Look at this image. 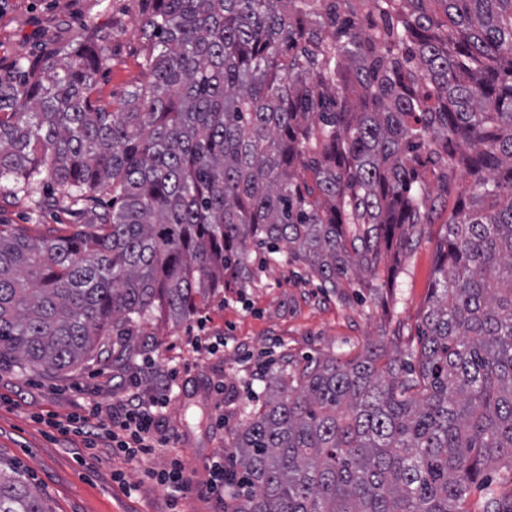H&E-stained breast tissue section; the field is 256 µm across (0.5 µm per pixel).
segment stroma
Wrapping results in <instances>:
<instances>
[{
    "label": "stroma",
    "mask_w": 512,
    "mask_h": 512,
    "mask_svg": "<svg viewBox=\"0 0 512 512\" xmlns=\"http://www.w3.org/2000/svg\"><path fill=\"white\" fill-rule=\"evenodd\" d=\"M145 6V0H0V66L52 52L84 28H110L98 94L119 100L140 76L146 42L132 21ZM83 221L77 207L55 199L37 211L23 196L0 197V224L34 238L68 234ZM443 233L441 224L426 225L401 254L392 286L349 289L343 303L296 267L272 262L250 287L221 290L190 320L157 317L149 339L133 338L131 357L106 353L63 373L0 365V466L29 480L50 512H224L205 466L228 453L244 413L260 407L261 366L328 355L346 360L371 342L392 356L417 351ZM174 369L179 376L161 427L174 449L139 468L103 448L89 453L79 437L48 435L34 419L85 414L94 403L109 411L124 393L119 375L140 372L146 392L156 393L162 374ZM176 454L193 481L184 499L146 476L167 468Z\"/></svg>",
    "instance_id": "stroma-1"
}]
</instances>
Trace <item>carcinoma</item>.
Masks as SVG:
<instances>
[{
  "label": "carcinoma",
  "mask_w": 512,
  "mask_h": 512,
  "mask_svg": "<svg viewBox=\"0 0 512 512\" xmlns=\"http://www.w3.org/2000/svg\"><path fill=\"white\" fill-rule=\"evenodd\" d=\"M146 2L116 102L109 30L0 71V196L85 209L67 235L0 227V363L124 351L155 313L250 285L252 250L344 302L433 223L427 178L461 170L415 361L369 345L267 376L224 512H465L485 469L512 471V0ZM0 512L49 509L1 468Z\"/></svg>",
  "instance_id": "obj_1"
}]
</instances>
